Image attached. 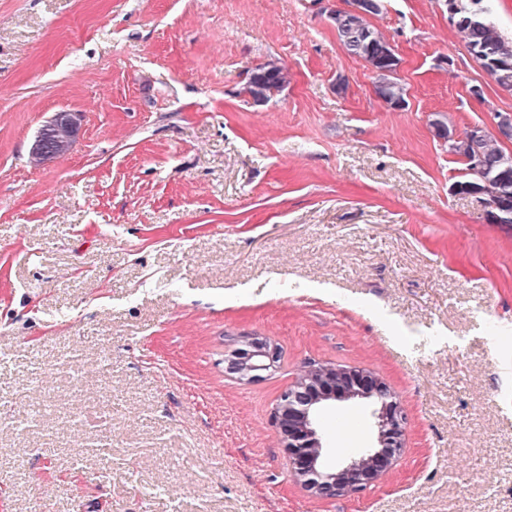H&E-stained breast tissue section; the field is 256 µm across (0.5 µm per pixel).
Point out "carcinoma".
Returning a JSON list of instances; mask_svg holds the SVG:
<instances>
[{"label": "carcinoma", "instance_id": "cac0c4a2", "mask_svg": "<svg viewBox=\"0 0 512 512\" xmlns=\"http://www.w3.org/2000/svg\"><path fill=\"white\" fill-rule=\"evenodd\" d=\"M456 5L461 19L456 25L466 45L480 66L497 84L512 89V41L506 40L480 7L482 0H472L473 7ZM377 15L353 14L340 10L333 25L348 54L364 60L372 66L375 93L391 106L405 101L406 88L397 77L399 59L388 39L371 23ZM288 85V71L283 67L259 66L252 70L245 92L254 103L269 101ZM450 152L463 158L468 179L459 181V193L475 191L485 196L487 204L507 205L512 211V154L504 150L502 143L490 136L481 141L463 140L450 148Z\"/></svg>", "mask_w": 512, "mask_h": 512}]
</instances>
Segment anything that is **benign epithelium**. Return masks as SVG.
<instances>
[{"instance_id":"1","label":"benign epithelium","mask_w":512,"mask_h":512,"mask_svg":"<svg viewBox=\"0 0 512 512\" xmlns=\"http://www.w3.org/2000/svg\"><path fill=\"white\" fill-rule=\"evenodd\" d=\"M44 129H55L65 138L74 140L80 130V115L57 112ZM279 358L280 350L272 340L248 338L244 340V347L228 359L226 371L242 380L254 381L258 372L271 368ZM310 369L320 372L321 379L312 385L297 380L289 384L272 412V420L288 450L294 480L319 498L336 499L363 490L393 467L401 451L406 416L390 388L370 373L315 364ZM366 395L381 399L378 446L329 473L321 466L323 444L317 420L321 404Z\"/></svg>"}]
</instances>
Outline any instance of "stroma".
Wrapping results in <instances>:
<instances>
[{"mask_svg":"<svg viewBox=\"0 0 512 512\" xmlns=\"http://www.w3.org/2000/svg\"><path fill=\"white\" fill-rule=\"evenodd\" d=\"M346 0H0V512H512V228L436 136L512 113L446 0H383L406 103ZM287 87L257 105L260 65ZM345 78V91L336 81ZM70 152L35 164L57 112ZM245 336L281 349L247 382ZM370 372L398 462L337 499L272 423L308 363ZM379 404L325 409L329 467ZM381 9L369 15L340 10L332 22L347 53L373 67L375 93L399 108V101L406 103L405 85L396 76L399 59L388 39L370 21ZM43 128L55 129L66 139L76 140L80 130V115L77 112H57Z\"/></svg>","mask_w":512,"mask_h":512,"instance_id":"1","label":"stroma"}]
</instances>
